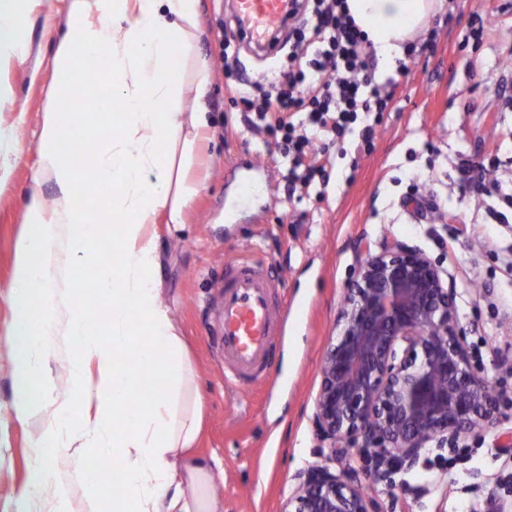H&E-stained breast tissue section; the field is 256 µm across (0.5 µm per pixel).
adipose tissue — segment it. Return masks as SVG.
<instances>
[{"label": "adipose tissue", "instance_id": "adipose-tissue-1", "mask_svg": "<svg viewBox=\"0 0 512 512\" xmlns=\"http://www.w3.org/2000/svg\"><path fill=\"white\" fill-rule=\"evenodd\" d=\"M28 0H0V71L28 54L23 16ZM378 57L396 65L404 44L421 33L443 0H348ZM196 0H68L66 33L54 67L70 88L77 54L103 56L100 81L112 95L98 111L112 114L113 130L85 156L72 148L84 131L63 124L70 99L53 98L42 113L38 177L51 181L52 199L32 191L16 240L8 299L15 309L5 335L15 350L13 417L41 422L29 449L34 478L13 493L11 512H224L212 491L215 459L189 455L200 432L201 393L184 342L161 300V257L154 224H180L195 190L174 183L190 164L199 133L209 125L203 108L210 75L199 67L185 84L179 58L198 38ZM192 90L194 111L180 97ZM123 109L113 112V100ZM107 189L94 201L79 186L82 171ZM108 241L112 259L95 258ZM91 256V282L110 325L99 329L75 303L74 259ZM81 347L59 390L50 368L59 338ZM82 458L107 449L119 478L94 484L80 508L56 481L49 449Z\"/></svg>", "mask_w": 512, "mask_h": 512}]
</instances>
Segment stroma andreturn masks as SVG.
Here are the masks:
<instances>
[{
    "instance_id": "35a3bbf8",
    "label": "stroma",
    "mask_w": 512,
    "mask_h": 512,
    "mask_svg": "<svg viewBox=\"0 0 512 512\" xmlns=\"http://www.w3.org/2000/svg\"><path fill=\"white\" fill-rule=\"evenodd\" d=\"M201 34L193 58L209 62L207 99L213 117L210 140L197 147L187 179L199 192L184 223L158 225L161 296L171 309L203 397V423L194 451L215 456L220 471L214 492L224 512H280L294 489V474L326 460L314 435L313 399L320 360L331 337L344 288L355 274L356 247L379 250L396 238L419 246L440 262L456 290L464 338L474 362L503 394L498 424L456 448H434L395 486L375 488L380 512H486L489 501L512 507V210L501 194L475 195L458 203L462 171L494 166L504 192L512 193V108L497 92L512 60V8L503 0H446L428 26L433 47L411 56L407 75L379 64L398 80L395 98L381 116L370 150L351 135L344 149L330 147L332 170L325 200L305 188L288 191V165L275 138L249 127L236 83L225 80L221 33L231 34L232 61L249 81L262 80L286 63L287 48L254 51L236 35L226 0H198ZM492 15L495 26L479 51L463 40L475 12ZM67 0H30L26 14L29 55L23 66L0 73L13 103L0 110V126L12 129L24 153L0 185V328L15 313L4 293L13 276L14 242L24 223L32 189L51 196L49 182H36L41 114L59 88L55 46L65 29ZM193 58L183 59L190 72ZM421 170L423 210L404 207L405 177ZM266 189L242 200L244 184ZM507 214L505 224L494 212ZM490 226L491 239L481 238ZM251 256L285 280L274 305L280 318L265 377L248 387L226 379L217 304L224 265ZM11 346L0 340V506L31 472L26 450L38 420L11 419L14 376Z\"/></svg>"
}]
</instances>
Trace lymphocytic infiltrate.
<instances>
[{
    "instance_id": "lymphocytic-infiltrate-1",
    "label": "lymphocytic infiltrate",
    "mask_w": 512,
    "mask_h": 512,
    "mask_svg": "<svg viewBox=\"0 0 512 512\" xmlns=\"http://www.w3.org/2000/svg\"><path fill=\"white\" fill-rule=\"evenodd\" d=\"M288 25L295 46L287 70L265 86L245 83L239 100L259 120L277 113L290 178L308 188L316 170L303 167V158L316 147L344 142L361 116L362 137L371 139L397 81L378 78L376 52L350 16L347 0H293Z\"/></svg>"
}]
</instances>
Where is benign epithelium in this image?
<instances>
[{"mask_svg":"<svg viewBox=\"0 0 512 512\" xmlns=\"http://www.w3.org/2000/svg\"><path fill=\"white\" fill-rule=\"evenodd\" d=\"M358 253L313 400L315 435L338 467L298 471L281 512H378L366 487L499 419V395L471 363L447 271L396 238Z\"/></svg>","mask_w":512,"mask_h":512,"instance_id":"7a95c632","label":"benign epithelium"}]
</instances>
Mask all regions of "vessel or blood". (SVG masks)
I'll return each mask as SVG.
<instances>
[{
	"mask_svg": "<svg viewBox=\"0 0 512 512\" xmlns=\"http://www.w3.org/2000/svg\"><path fill=\"white\" fill-rule=\"evenodd\" d=\"M234 11L247 35L262 41L287 21L288 0H234ZM276 286V280L251 259L224 268V299L218 316L224 362L235 378H253L267 367L278 325L273 308Z\"/></svg>",
	"mask_w": 512,
	"mask_h": 512,
	"instance_id": "obj_1",
	"label": "vessel or blood"
}]
</instances>
